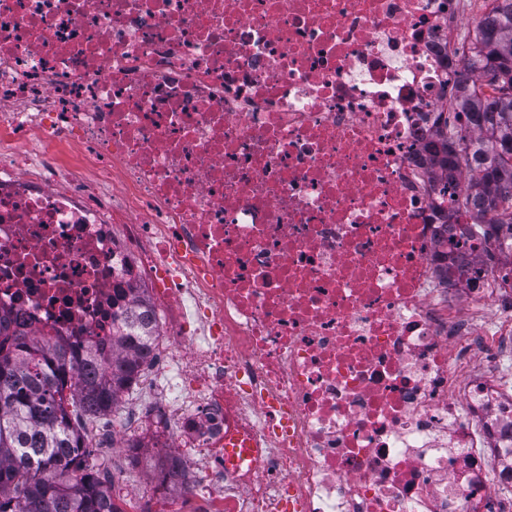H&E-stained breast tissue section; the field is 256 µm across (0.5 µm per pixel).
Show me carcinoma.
Instances as JSON below:
<instances>
[{
  "instance_id": "carcinoma-1",
  "label": "carcinoma",
  "mask_w": 512,
  "mask_h": 512,
  "mask_svg": "<svg viewBox=\"0 0 512 512\" xmlns=\"http://www.w3.org/2000/svg\"><path fill=\"white\" fill-rule=\"evenodd\" d=\"M477 24L471 51L461 45L469 93L443 104L429 163L448 179L468 178L453 199L479 238L512 234V0ZM150 335L132 325L112 333V350L89 341L32 336L0 314V512H117L112 489L90 464L80 425L106 416L136 381Z\"/></svg>"
}]
</instances>
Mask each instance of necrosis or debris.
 I'll list each match as a JSON object with an SVG mask.
<instances>
[{
  "label": "necrosis or debris",
  "instance_id": "1",
  "mask_svg": "<svg viewBox=\"0 0 512 512\" xmlns=\"http://www.w3.org/2000/svg\"><path fill=\"white\" fill-rule=\"evenodd\" d=\"M474 12L0 0V311L144 314L154 512H512V246L475 264L427 161Z\"/></svg>",
  "mask_w": 512,
  "mask_h": 512
}]
</instances>
